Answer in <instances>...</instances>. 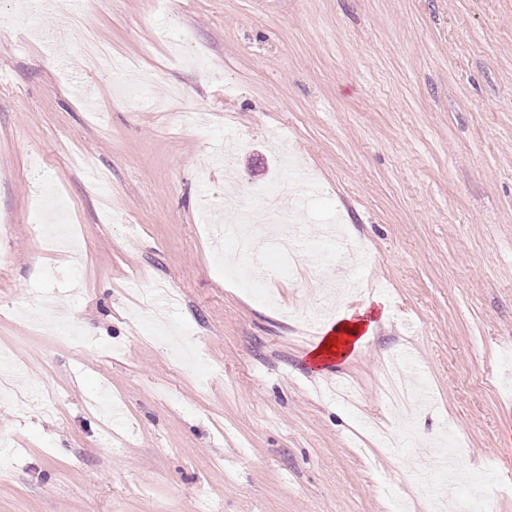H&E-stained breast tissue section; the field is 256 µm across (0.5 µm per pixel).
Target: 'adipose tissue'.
Segmentation results:
<instances>
[{
	"label": "adipose tissue",
	"instance_id": "1",
	"mask_svg": "<svg viewBox=\"0 0 512 512\" xmlns=\"http://www.w3.org/2000/svg\"><path fill=\"white\" fill-rule=\"evenodd\" d=\"M372 328L365 310L338 312L323 327L317 347L309 354L311 362L319 368L349 362Z\"/></svg>",
	"mask_w": 512,
	"mask_h": 512
}]
</instances>
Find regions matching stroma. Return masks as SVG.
Instances as JSON below:
<instances>
[{"label": "stroma", "mask_w": 512, "mask_h": 512, "mask_svg": "<svg viewBox=\"0 0 512 512\" xmlns=\"http://www.w3.org/2000/svg\"><path fill=\"white\" fill-rule=\"evenodd\" d=\"M80 6L160 86L82 58ZM218 143L246 203L284 157L313 186L278 201L290 258L225 266ZM48 183L76 250L36 235ZM366 304L363 347L313 369ZM1 371L0 512H512V0H0ZM367 310L368 306L358 311L343 310L325 324L317 347L312 348L309 354L316 367L326 368L330 364L347 363L352 359L374 326L373 322L367 320ZM332 340H336V344L329 345Z\"/></svg>", "instance_id": "35a3bbf8"}]
</instances>
